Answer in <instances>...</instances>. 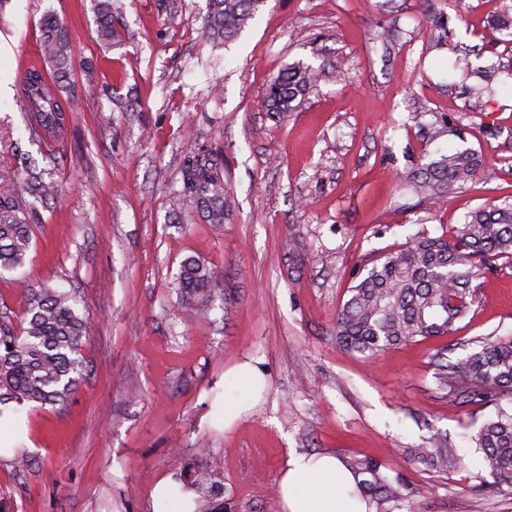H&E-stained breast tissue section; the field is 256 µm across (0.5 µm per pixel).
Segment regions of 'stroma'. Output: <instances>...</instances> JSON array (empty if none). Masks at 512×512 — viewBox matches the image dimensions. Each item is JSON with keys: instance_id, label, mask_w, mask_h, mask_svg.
I'll list each match as a JSON object with an SVG mask.
<instances>
[{"instance_id": "35a3bbf8", "label": "stroma", "mask_w": 512, "mask_h": 512, "mask_svg": "<svg viewBox=\"0 0 512 512\" xmlns=\"http://www.w3.org/2000/svg\"><path fill=\"white\" fill-rule=\"evenodd\" d=\"M512 0H267L222 45L197 30L207 0H115L116 36L100 41L95 0H0V118L30 159L52 166L60 193L40 208L22 276L76 293L90 322L86 376L64 406L0 416V496L12 512H159L155 487L205 470L224 512H282L291 455L378 458L422 492L414 512H512V493L474 492L483 469L471 440L494 405L437 390L433 361L512 335V262L479 279L478 298L448 336L366 360L337 345L336 312L381 253L450 232L470 211L512 202V81L470 100L453 62L512 68V42L490 19ZM69 30L73 102L64 139L29 143L18 80L42 66L40 22ZM444 16L458 55L429 51ZM389 42L376 40L378 28ZM322 68L316 90L285 118L266 106L269 80L293 62ZM423 102L427 114L414 111ZM441 113L460 137L429 140ZM224 155L231 216L180 224L167 195L194 141ZM471 148L483 166L442 208L419 203L400 176L422 154ZM309 248L287 272L282 242ZM224 271L210 322L173 283L187 257ZM250 362L266 388L252 403ZM247 410L232 427L224 410ZM445 435L466 465L449 475L406 462L405 449ZM32 463L19 468L16 448Z\"/></svg>"}]
</instances>
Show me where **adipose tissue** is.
<instances>
[{"instance_id":"ef3b65f1","label":"adipose tissue","mask_w":512,"mask_h":512,"mask_svg":"<svg viewBox=\"0 0 512 512\" xmlns=\"http://www.w3.org/2000/svg\"><path fill=\"white\" fill-rule=\"evenodd\" d=\"M353 488L352 475L331 455L292 456L279 480L283 512H367Z\"/></svg>"}]
</instances>
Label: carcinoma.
<instances>
[{"mask_svg": "<svg viewBox=\"0 0 512 512\" xmlns=\"http://www.w3.org/2000/svg\"><path fill=\"white\" fill-rule=\"evenodd\" d=\"M265 5L266 0H209L198 37L212 44L230 41ZM96 7L98 37L110 42L112 0H96ZM41 51L53 78L33 69L18 88L27 107L30 136L56 137L67 131L70 101L63 98L62 84L72 69L73 54L66 29L51 16L43 20ZM463 73L464 79H474L468 86L471 98L480 102L496 93L500 71L466 66ZM322 77V71L310 65L283 69L269 81V110L278 116L293 111L294 102L317 89ZM428 133L431 139L458 135L445 117L431 123ZM481 165L476 151L457 149L418 161L406 172L405 181L420 202L439 206L472 182ZM27 192L47 202L58 194L59 186L51 170L32 164L21 140L0 126V277L22 269L29 260L40 216L35 203L25 198ZM168 203L178 217L224 223L229 211L224 156L207 145H194ZM282 251L284 259L296 265L303 264L307 254L303 240L295 237ZM500 259L512 260V203L470 212L450 236L420 235L373 260L367 274L348 289L333 330L336 343L371 358L391 347L451 334L475 302L474 280L495 269ZM223 281L221 270L189 257L181 264L174 288L183 303L208 320ZM17 285L25 295L19 323L7 312L0 313V405H62L82 379L87 320L74 292L34 288L21 280ZM434 379L438 390L451 393L461 404L477 398L511 404L498 407L471 440L487 472L478 475L479 487L512 492V336L486 338L478 350L455 362L440 354L434 361ZM405 454L430 472L446 474L465 466L464 456L446 438L432 448H408ZM343 464L355 478L354 494L371 512H400L417 496L418 488L380 459L351 458ZM177 482L194 491L198 503L221 496V486L207 472Z\"/></svg>", "mask_w": 512, "mask_h": 512, "instance_id": "obj_1", "label": "carcinoma"}]
</instances>
